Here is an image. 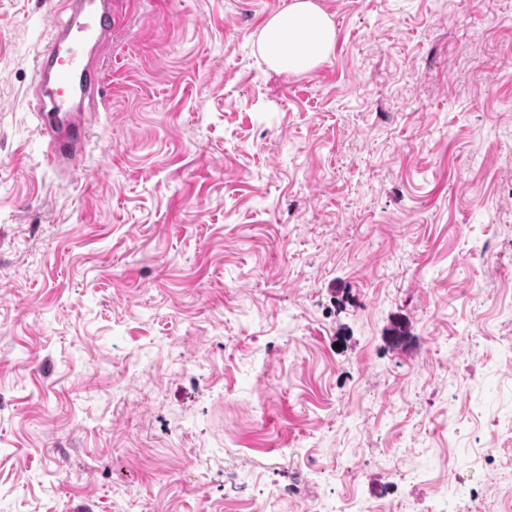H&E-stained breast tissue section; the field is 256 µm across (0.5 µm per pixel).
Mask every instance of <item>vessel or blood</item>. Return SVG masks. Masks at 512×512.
Here are the masks:
<instances>
[{
	"instance_id": "b4317fda",
	"label": "vessel or blood",
	"mask_w": 512,
	"mask_h": 512,
	"mask_svg": "<svg viewBox=\"0 0 512 512\" xmlns=\"http://www.w3.org/2000/svg\"><path fill=\"white\" fill-rule=\"evenodd\" d=\"M72 25L53 30L39 53L34 71L32 110L46 141L44 159L50 166L68 163L77 134L60 133L54 126L63 112L86 111L101 95L97 70L85 63L80 47L99 46L112 35V0H67Z\"/></svg>"
}]
</instances>
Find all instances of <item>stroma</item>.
Returning a JSON list of instances; mask_svg holds the SVG:
<instances>
[{"mask_svg":"<svg viewBox=\"0 0 512 512\" xmlns=\"http://www.w3.org/2000/svg\"><path fill=\"white\" fill-rule=\"evenodd\" d=\"M112 0L82 169L28 107L64 0H0V512H262L319 470L415 512L512 409V0ZM335 40L330 17L311 0H293L259 35L260 52L278 72L305 71L328 58Z\"/></svg>","mask_w":512,"mask_h":512,"instance_id":"stroma-1","label":"stroma"}]
</instances>
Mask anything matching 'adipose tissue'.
Wrapping results in <instances>:
<instances>
[{"label": "adipose tissue", "instance_id": "1", "mask_svg": "<svg viewBox=\"0 0 512 512\" xmlns=\"http://www.w3.org/2000/svg\"><path fill=\"white\" fill-rule=\"evenodd\" d=\"M334 40L332 20L313 0H291L266 21L259 48L272 69L300 72L328 58Z\"/></svg>", "mask_w": 512, "mask_h": 512}]
</instances>
